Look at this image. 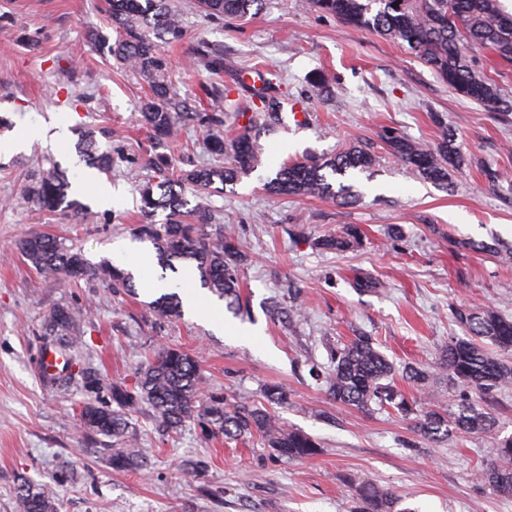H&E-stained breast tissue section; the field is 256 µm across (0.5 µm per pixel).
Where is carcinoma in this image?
<instances>
[{"label":"carcinoma","mask_w":512,"mask_h":512,"mask_svg":"<svg viewBox=\"0 0 512 512\" xmlns=\"http://www.w3.org/2000/svg\"><path fill=\"white\" fill-rule=\"evenodd\" d=\"M308 8L336 17L356 28L373 30L406 46L456 93L479 103H496L499 93L495 83L480 75L473 67L470 52L485 48L504 61L512 62V13L501 0H306ZM263 0H201L203 11L211 17H246L258 14ZM113 23L123 29L115 43L97 33L93 45L109 48L112 55L144 73L159 71L163 62L156 56L155 44L148 33L177 37L179 21L166 6L165 0H109ZM195 113L175 99L165 82L153 85V96L143 103L141 118L153 133L156 144L171 138L180 121L194 120ZM391 154L413 167L425 180L448 185V167L458 165L461 152L455 135L442 130L435 147L401 136L387 137ZM209 150L226 155L222 166L200 168L186 173H167L168 159L158 155L153 160L162 172L158 184L160 195L148 189L142 193L141 210L152 214L159 209L176 215L186 205L183 198L188 188L206 190L215 183L232 184L257 166V155L251 137L244 132L229 142L218 134L210 135ZM375 162L365 145H354L333 156H311L283 165L267 182L277 195L331 197L347 204L352 202L351 187L333 190L328 175H345L350 170L364 171ZM68 182L55 172L30 184L27 193L44 210L56 211L66 203ZM192 223L172 220L166 224H138L136 236L151 242L157 250L159 266L176 270L174 261L192 260L204 287L227 301V308H240V292L235 274L243 257L242 244L233 237H211L204 226L209 217L205 210L191 211ZM359 242L354 228L340 235H328L318 241L321 249L344 252ZM20 253L39 272L70 279L93 277L98 271L90 268L82 255L64 248L55 238L30 235L18 242ZM104 274L112 287L135 290L133 277L124 270L109 266ZM161 317L181 315V301L175 292L163 293L152 302ZM456 321L467 337L448 341L442 369L448 372V389L460 386L475 389L485 396L512 384V362L501 354L512 352V320L485 310L474 312L459 309ZM80 336L72 309L56 306L44 317L43 339L47 346L67 351ZM392 365L373 347L367 336L355 338L336 351L335 367L327 378L330 394L337 402L366 410L373 402L389 405L407 417L418 413L416 425L426 438L437 441L451 430L470 434L494 431V421L475 406L459 400L457 410L448 408L418 411L401 397L392 383ZM201 384L197 357L174 347L161 348L137 377L134 385H113L111 400L100 401L90 396L79 412L80 427L87 433L112 439L109 464L115 470H135L146 465L143 457L130 448L126 414L142 404L151 406L162 430L181 427L188 420L198 422L208 439L220 436L236 440L260 435L278 456L301 460L315 456L319 444L310 435L279 424L267 409L257 405L230 403L224 395L211 392L199 395ZM481 477L498 493L512 495V435L496 440L493 458L484 464ZM398 497L388 489L365 484L361 487L353 512H397ZM17 512H56L52 491L33 487L25 482L18 486Z\"/></svg>","instance_id":"cac0c4a2"}]
</instances>
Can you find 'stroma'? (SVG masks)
<instances>
[{
  "instance_id": "35a3bbf8",
  "label": "stroma",
  "mask_w": 512,
  "mask_h": 512,
  "mask_svg": "<svg viewBox=\"0 0 512 512\" xmlns=\"http://www.w3.org/2000/svg\"><path fill=\"white\" fill-rule=\"evenodd\" d=\"M180 38L155 39L164 62L149 78L92 47L90 31L116 37L106 0H0V139L37 130L27 148L0 155V512H16L21 482L50 488L57 512H350L366 483L389 488L412 512H512L479 477L493 441L452 433L434 444L413 418L389 406L358 410L336 402L326 378L338 348L359 336L392 364L395 388L425 409L448 405L443 351L462 336L453 311L492 310L512 318V63L492 51L473 53L476 71L503 98L481 104L455 93L397 41L310 10L305 0H264L253 18L206 16L198 0H170ZM262 70L263 89L246 84ZM167 82L192 112L218 114L230 137L250 130L259 165L230 185L187 191L188 208L211 215L209 232L244 246L237 278L241 308L217 324L191 313L162 319L154 294L127 292L96 278L65 279L36 271L17 243L31 233L60 238L95 269L110 263L112 244L143 223L141 193L159 175L149 165L152 133L139 105L154 81ZM281 105L280 121H257L262 96ZM303 111L295 124L292 110ZM64 141L46 144L56 125ZM456 135L465 163L448 185L424 181L393 158L385 139L401 135L436 144L441 126ZM208 124H181L165 149L186 170L209 166ZM108 154L104 180L114 190L101 208L76 181L88 166L82 135ZM368 145L366 171L333 176L355 202L274 196L263 184L284 163ZM65 172L78 217L49 212L27 195L34 178ZM349 226L359 245L327 252L316 241ZM372 280L360 289L357 276ZM74 309L81 339L73 359L82 370L68 386L46 383L40 366L43 316ZM194 353L203 391L263 404L277 384L288 401L271 406L280 423L313 436L317 455L288 460L261 436L204 439L196 423L157 431L150 407L129 415L133 447L145 469L112 470L107 437L78 426L87 391L83 372L132 383L154 352ZM430 371L425 385L405 366Z\"/></svg>"
}]
</instances>
